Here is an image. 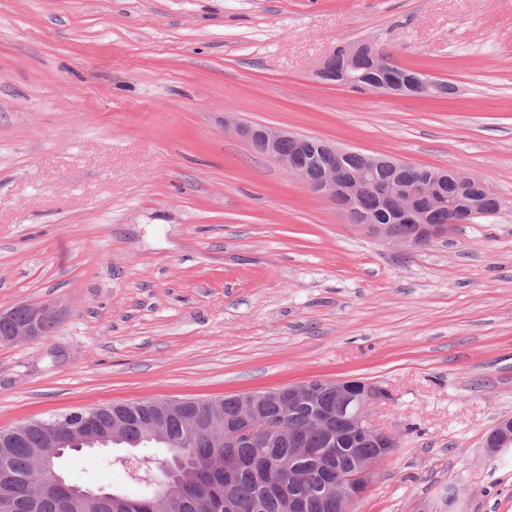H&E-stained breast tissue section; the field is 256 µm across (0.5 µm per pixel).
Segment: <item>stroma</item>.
Masks as SVG:
<instances>
[{"label": "stroma", "instance_id": "35a3bbf8", "mask_svg": "<svg viewBox=\"0 0 512 512\" xmlns=\"http://www.w3.org/2000/svg\"><path fill=\"white\" fill-rule=\"evenodd\" d=\"M371 40L454 87L321 82ZM483 181L498 213L404 249L224 129V115ZM0 428L99 405L374 381L397 439L353 512H512V0H0ZM70 481L140 488L108 450ZM19 310L25 314L22 323L16 322ZM56 322V312L46 304H22L7 311H0V344L42 338L48 335V328L55 327Z\"/></svg>", "mask_w": 512, "mask_h": 512}]
</instances>
